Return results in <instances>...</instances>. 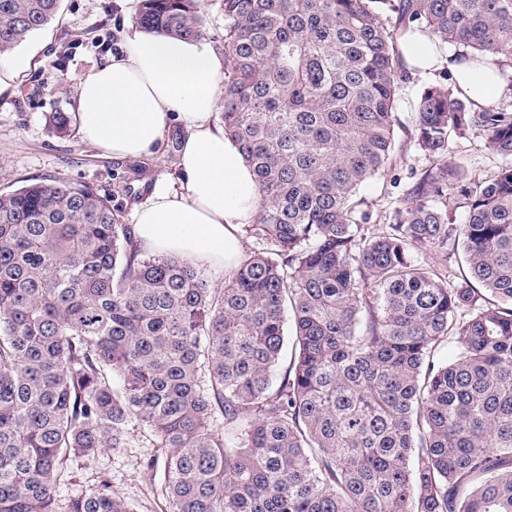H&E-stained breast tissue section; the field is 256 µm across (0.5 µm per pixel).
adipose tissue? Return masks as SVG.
<instances>
[{
    "label": "adipose tissue",
    "mask_w": 512,
    "mask_h": 512,
    "mask_svg": "<svg viewBox=\"0 0 512 512\" xmlns=\"http://www.w3.org/2000/svg\"><path fill=\"white\" fill-rule=\"evenodd\" d=\"M399 49L410 67L453 71L473 101L489 102L492 59L458 64L447 47L417 34L402 39ZM223 80L224 58L208 44L136 30L123 52L79 84L75 106L82 140L115 160L149 154L170 129H179L177 174L157 182L136 206L135 235L150 253L231 271L244 255L258 198L239 146L212 120Z\"/></svg>",
    "instance_id": "obj_1"
}]
</instances>
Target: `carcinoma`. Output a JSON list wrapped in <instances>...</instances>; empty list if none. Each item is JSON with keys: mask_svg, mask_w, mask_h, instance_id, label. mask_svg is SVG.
<instances>
[{"mask_svg": "<svg viewBox=\"0 0 512 512\" xmlns=\"http://www.w3.org/2000/svg\"><path fill=\"white\" fill-rule=\"evenodd\" d=\"M58 2L0 0V57ZM215 4L263 248L215 288L90 186L0 193V512H133L107 484L62 511L58 485L138 429L168 512H512V100L427 85L413 138L434 166L380 234L359 194L395 150L399 41L512 61V0H141L135 24L197 40ZM470 133L488 175L449 159ZM418 246L462 249L470 277Z\"/></svg>", "mask_w": 512, "mask_h": 512, "instance_id": "obj_1", "label": "carcinoma"}]
</instances>
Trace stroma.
<instances>
[{"label":"stroma","mask_w":512,"mask_h":512,"mask_svg":"<svg viewBox=\"0 0 512 512\" xmlns=\"http://www.w3.org/2000/svg\"><path fill=\"white\" fill-rule=\"evenodd\" d=\"M135 16L134 0H61L48 25L0 60L12 68L6 87L0 89V192L36 181L87 184L109 195L128 224L154 184L176 173L177 130L167 133L156 153L116 161L82 141L78 130L59 137L49 128L51 113L74 111L75 90L93 68L120 53L126 35L135 28ZM433 80V75L416 72L401 90L399 148L385 175L361 189L374 213L405 204L414 173L430 165L411 132L412 105ZM450 149L455 161L467 163L470 173L484 175L495 168L480 135L451 138ZM149 453L135 440L93 459H71L58 486L61 500L107 483L135 512H168L161 469L144 465Z\"/></svg>","instance_id":"1"}]
</instances>
